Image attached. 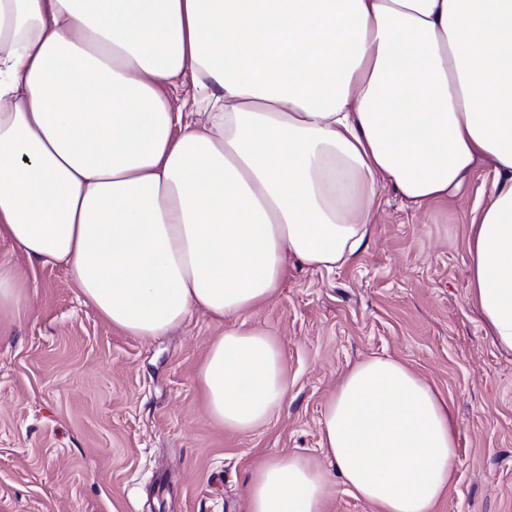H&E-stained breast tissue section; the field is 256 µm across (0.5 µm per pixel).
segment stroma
Here are the masks:
<instances>
[{
	"label": "stroma",
	"instance_id": "obj_1",
	"mask_svg": "<svg viewBox=\"0 0 512 512\" xmlns=\"http://www.w3.org/2000/svg\"><path fill=\"white\" fill-rule=\"evenodd\" d=\"M491 178L478 168L422 211L381 189L351 262L289 261L276 294L245 317L280 343L288 396L245 434L214 422L199 390L223 322L197 311L163 336L124 335L64 267L30 265L1 241L28 299L0 319V512H246L259 463L323 458L326 404L373 355L421 375L453 416L454 473L436 512H512V353L487 334L469 286V224Z\"/></svg>",
	"mask_w": 512,
	"mask_h": 512
}]
</instances>
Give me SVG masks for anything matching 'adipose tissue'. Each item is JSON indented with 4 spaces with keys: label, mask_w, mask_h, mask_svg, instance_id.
Returning <instances> with one entry per match:
<instances>
[{
    "label": "adipose tissue",
    "mask_w": 512,
    "mask_h": 512,
    "mask_svg": "<svg viewBox=\"0 0 512 512\" xmlns=\"http://www.w3.org/2000/svg\"><path fill=\"white\" fill-rule=\"evenodd\" d=\"M186 76L215 111L173 109ZM481 166L471 293L512 352V0H0V241L66 266L122 333L245 316L289 260L349 262L380 188L423 210ZM198 381L240 433L288 395L280 344L243 324ZM322 435L325 462L255 468L247 512H326L334 474L374 512L448 490L453 417L397 360L346 371Z\"/></svg>",
    "instance_id": "1"
}]
</instances>
